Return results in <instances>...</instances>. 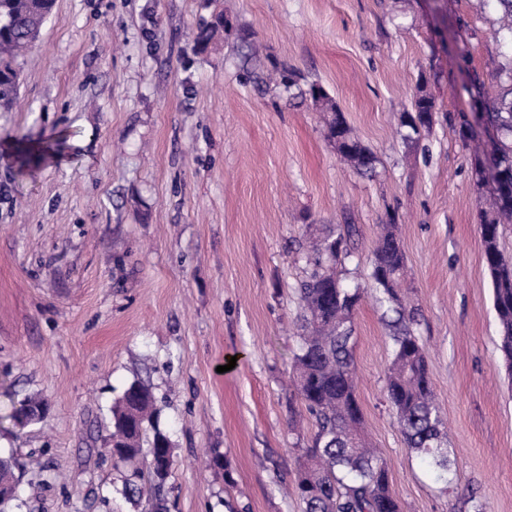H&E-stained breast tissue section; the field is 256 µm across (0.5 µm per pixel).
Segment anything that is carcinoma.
<instances>
[{
  "instance_id": "carcinoma-1",
  "label": "carcinoma",
  "mask_w": 512,
  "mask_h": 512,
  "mask_svg": "<svg viewBox=\"0 0 512 512\" xmlns=\"http://www.w3.org/2000/svg\"><path fill=\"white\" fill-rule=\"evenodd\" d=\"M502 36L512 41V0H497ZM55 0H0V108L13 107L21 72L18 57L40 35ZM224 12H212L199 25L196 48L204 52L228 29ZM500 71L509 88L489 98L471 96V107L484 113L496 132L495 168L500 177L490 208L480 213L483 259L492 283L493 306L499 322L498 349L512 374V261L500 250L501 228L512 223V60ZM434 99L424 90L413 98V111L402 124L416 136L430 129ZM317 109L324 114L326 136L338 153L361 173L372 171L374 156L356 138L328 97ZM58 143L36 149L17 146L30 162L56 151ZM355 229L338 224L325 231L309 258V269L299 286L302 310L301 344L292 359L294 395L315 422L316 432L302 449L298 477L302 512H404L393 495L386 463L369 448L362 433L363 413L355 385L353 325L364 289L349 286L337 265L350 255ZM405 257L399 239L388 224L372 252L373 291L381 306L393 313L392 359L385 379L384 397L395 415L407 448L425 458L439 480L449 486L448 433L436 403L425 348L413 311L407 309L397 288ZM156 402L144 383H131L112 406V459L126 469L122 492L127 497L147 495L155 512H165L164 482L174 468L169 435L154 424ZM15 491L11 465L0 460V504Z\"/></svg>"
}]
</instances>
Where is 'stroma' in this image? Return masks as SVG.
Wrapping results in <instances>:
<instances>
[{
	"instance_id": "obj_1",
	"label": "stroma",
	"mask_w": 512,
	"mask_h": 512,
	"mask_svg": "<svg viewBox=\"0 0 512 512\" xmlns=\"http://www.w3.org/2000/svg\"><path fill=\"white\" fill-rule=\"evenodd\" d=\"M233 29L196 53L205 0H56L0 110V457L27 469L17 512H149L126 499L110 407L149 385L174 444L168 512H300L297 459L315 432L289 406L298 286L311 235L356 227L341 269L368 286L396 224L404 304L448 426L451 488L406 447L383 394L392 343L365 296L354 320L357 396L404 512H512V378L500 365L479 211L490 183L449 125L468 87L507 88L496 0H218ZM260 67L316 83L372 152L344 163L311 100L246 80ZM436 120L407 140L417 89ZM63 139L24 166L16 143ZM42 420L13 428L27 396Z\"/></svg>"
}]
</instances>
